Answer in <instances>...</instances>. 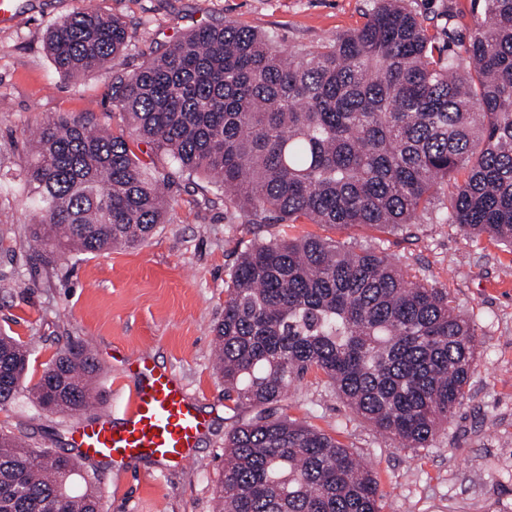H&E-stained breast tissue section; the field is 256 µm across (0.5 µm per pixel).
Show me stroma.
<instances>
[{
	"instance_id": "stroma-1",
	"label": "stroma",
	"mask_w": 512,
	"mask_h": 512,
	"mask_svg": "<svg viewBox=\"0 0 512 512\" xmlns=\"http://www.w3.org/2000/svg\"><path fill=\"white\" fill-rule=\"evenodd\" d=\"M377 0H17L15 22L0 26V174L22 165L46 119L85 116L119 130L111 73L74 79L59 73L46 36L62 17L98 10L122 18L128 47L120 59L138 69L200 25L233 23L275 36L283 49H316L359 28ZM437 40L468 42L477 0H409ZM201 177L170 196L173 219L142 246L80 254L52 274L30 247L31 202L0 195V333L30 343L28 384H35L67 343L101 358V408L120 412L137 376L134 357L148 355L186 384L213 427L193 460L157 473L152 463L97 464L102 512H214L224 467V438L250 410L224 398L211 356L213 328L224 313L229 273L256 241L315 235L370 243L401 261L417 279L445 288L475 323L477 350L466 398L425 448H401L309 372L292 386L278 415L335 436L377 476L380 512H512V248L465 239L453 224H423L415 236L369 226L248 224L215 202ZM0 430L29 436L42 448L69 449V419L25 399L0 405Z\"/></svg>"
}]
</instances>
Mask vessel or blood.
Masks as SVG:
<instances>
[{
    "instance_id": "obj_1",
    "label": "vessel or blood",
    "mask_w": 512,
    "mask_h": 512,
    "mask_svg": "<svg viewBox=\"0 0 512 512\" xmlns=\"http://www.w3.org/2000/svg\"><path fill=\"white\" fill-rule=\"evenodd\" d=\"M139 384L130 390L119 420L99 413L96 420L74 418L71 445L89 459L115 466L135 459L160 469L184 464L207 431L209 421L169 370L147 355L135 358Z\"/></svg>"
}]
</instances>
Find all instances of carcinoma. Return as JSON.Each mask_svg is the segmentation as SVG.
Listing matches in <instances>:
<instances>
[{"label":"carcinoma","instance_id":"carcinoma-1","mask_svg":"<svg viewBox=\"0 0 512 512\" xmlns=\"http://www.w3.org/2000/svg\"><path fill=\"white\" fill-rule=\"evenodd\" d=\"M464 52H448L406 0H379L357 30L314 51L226 24L179 37L116 77L126 128L43 122L34 161L9 183L35 203L29 242L57 271L77 252L135 249L169 222L162 187L203 176L249 224L406 231L432 214L512 248V0H480ZM46 46L68 75L109 68L125 23L78 11ZM150 145L142 166L129 140ZM466 178L454 180L456 171ZM224 399L255 411L224 439L218 512H379V484L346 446L272 406L311 370L404 448H426L464 400L475 324L448 290L412 279L372 246L308 236L255 243L229 274L214 327ZM30 351L0 334V405L27 398L71 417L96 399L99 365L79 342L36 388ZM77 454L0 431V512H100Z\"/></svg>","mask_w":512,"mask_h":512}]
</instances>
